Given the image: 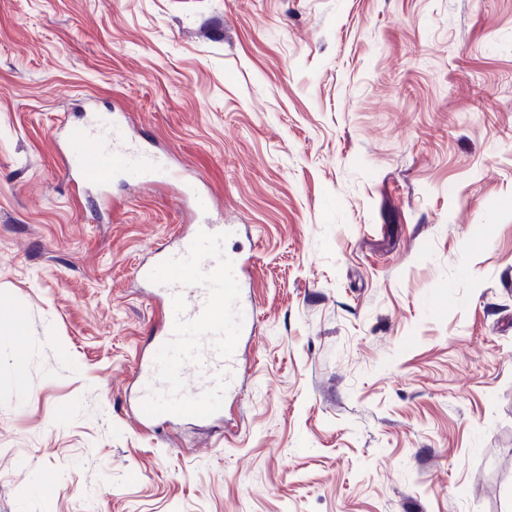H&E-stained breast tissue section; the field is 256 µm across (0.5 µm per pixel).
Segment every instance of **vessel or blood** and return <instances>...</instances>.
Segmentation results:
<instances>
[{"mask_svg":"<svg viewBox=\"0 0 512 512\" xmlns=\"http://www.w3.org/2000/svg\"><path fill=\"white\" fill-rule=\"evenodd\" d=\"M67 148L73 174L90 188L107 186L118 173L144 180L162 167L158 154L98 118L70 126ZM230 230L222 220H204L136 270L166 307L153 351L139 364L149 386L136 407L142 420L204 419L224 411V398L237 382L242 341L255 328L244 262L224 252ZM207 243L213 251L199 259Z\"/></svg>","mask_w":512,"mask_h":512,"instance_id":"b4317fda","label":"vessel or blood"}]
</instances>
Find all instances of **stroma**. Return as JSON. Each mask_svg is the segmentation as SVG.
I'll list each match as a JSON object with an SVG mask.
<instances>
[{
    "instance_id": "1",
    "label": "stroma",
    "mask_w": 512,
    "mask_h": 512,
    "mask_svg": "<svg viewBox=\"0 0 512 512\" xmlns=\"http://www.w3.org/2000/svg\"><path fill=\"white\" fill-rule=\"evenodd\" d=\"M84 102L167 170L70 182ZM197 202L256 330L145 426ZM0 512H512V0H0Z\"/></svg>"
}]
</instances>
